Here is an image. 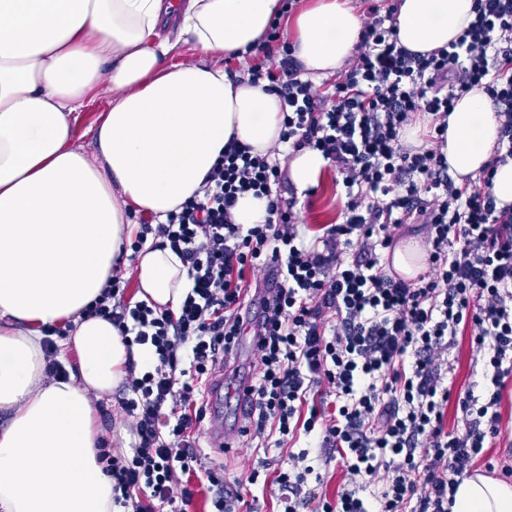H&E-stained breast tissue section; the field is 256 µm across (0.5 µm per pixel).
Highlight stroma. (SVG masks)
I'll return each mask as SVG.
<instances>
[{
  "label": "stroma",
  "instance_id": "obj_1",
  "mask_svg": "<svg viewBox=\"0 0 512 512\" xmlns=\"http://www.w3.org/2000/svg\"><path fill=\"white\" fill-rule=\"evenodd\" d=\"M345 189L340 175L334 167H326L318 179L313 192L297 199L298 230L307 242L321 236L330 224L344 220ZM446 382L453 392H465L471 386L483 383L482 364L471 343L469 332L455 336L448 350ZM122 389H113L111 395L97 400L96 408L102 409L98 422L111 437L112 448L120 453L129 452L133 439L134 418L119 404ZM245 421L238 414L232 402L224 404V439L229 451L212 448L208 435H201L198 452L201 465L205 468L223 469L226 481H233L239 475L259 470L261 480L248 486L244 495L248 512H279L281 490L276 482L279 472L292 465L291 451L307 452V463L313 468L302 486L303 491L315 492L318 497L335 500L338 492L350 484L351 479L341 459L323 462L319 458L315 436H300L293 449L276 447L274 440H267L265 447H256L254 442L242 438L239 430Z\"/></svg>",
  "mask_w": 512,
  "mask_h": 512
}]
</instances>
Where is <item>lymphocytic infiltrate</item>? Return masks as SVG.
<instances>
[{"label":"lymphocytic infiltrate","instance_id":"1","mask_svg":"<svg viewBox=\"0 0 512 512\" xmlns=\"http://www.w3.org/2000/svg\"><path fill=\"white\" fill-rule=\"evenodd\" d=\"M396 7L369 8L346 69L320 88L303 76L294 47L271 27L257 50L252 84L281 102V146L266 154L230 140L199 191L167 223L142 225L179 255L190 289L178 311L124 302L120 278L86 310L112 321L126 346L146 348L145 365L125 364L137 417L131 454L100 448L113 501L131 512H189L206 417L205 386L254 328L260 376L241 436L278 433V445L317 433L325 458L354 476L391 468L377 512H449L459 476L500 432L501 389L512 377V205L497 206L495 169L512 162V0H475L474 19L448 46L427 54L397 38ZM482 92L500 119L494 153L478 177L459 183L442 147L456 101ZM431 116L428 145L402 144L418 113ZM322 154L343 177L345 219L318 245L298 244L295 197H282L281 149ZM268 200L266 223H235L239 195ZM423 225L428 273H386L377 252L392 228ZM357 259H349L351 248ZM267 268L279 283L250 291L247 271ZM483 353V394L444 386L442 356L460 328ZM336 397L325 412L310 397ZM456 401L462 427L444 428Z\"/></svg>","mask_w":512,"mask_h":512}]
</instances>
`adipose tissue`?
Here are the masks:
<instances>
[{
  "label": "adipose tissue",
  "mask_w": 512,
  "mask_h": 512,
  "mask_svg": "<svg viewBox=\"0 0 512 512\" xmlns=\"http://www.w3.org/2000/svg\"><path fill=\"white\" fill-rule=\"evenodd\" d=\"M282 0H0V512H114L98 457L106 439L94 402L125 378L127 350L111 321L86 308L112 276L139 218L164 224L199 190L230 138L265 153L279 142L278 96L228 74L222 57L292 26L295 54L320 80L348 63L361 32L352 0H316L291 15ZM474 0H399L397 37L410 51L447 46ZM177 17L198 58L167 64L160 34ZM108 107L74 145V115ZM487 97L448 115L443 148L458 179L479 174L499 137ZM136 301L178 310L187 269L147 239L136 257ZM71 323L78 353L67 379L45 372L47 327ZM451 512H512V484L461 479Z\"/></svg>",
  "instance_id": "obj_1"
}]
</instances>
